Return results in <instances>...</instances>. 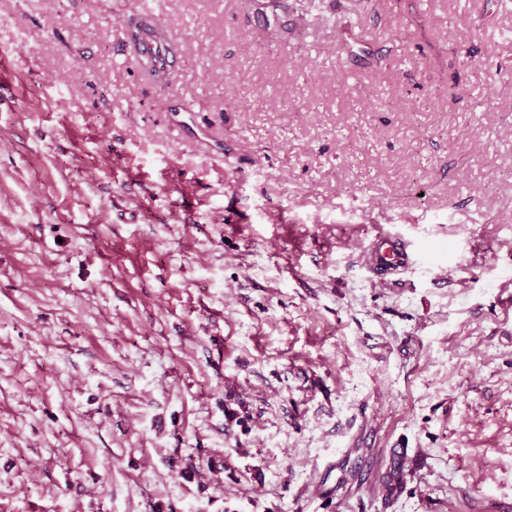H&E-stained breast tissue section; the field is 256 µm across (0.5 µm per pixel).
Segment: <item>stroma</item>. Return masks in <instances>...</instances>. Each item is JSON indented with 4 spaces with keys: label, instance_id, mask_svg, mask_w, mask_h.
Returning <instances> with one entry per match:
<instances>
[{
    "label": "stroma",
    "instance_id": "stroma-1",
    "mask_svg": "<svg viewBox=\"0 0 512 512\" xmlns=\"http://www.w3.org/2000/svg\"><path fill=\"white\" fill-rule=\"evenodd\" d=\"M510 64L512 0H0V512H512ZM407 254L401 243L392 236L380 239L373 254V269L377 275L395 273L407 262ZM412 461L402 453H395L382 477V487L385 493V499L395 500L399 497L405 488L406 476L412 470Z\"/></svg>",
    "mask_w": 512,
    "mask_h": 512
}]
</instances>
